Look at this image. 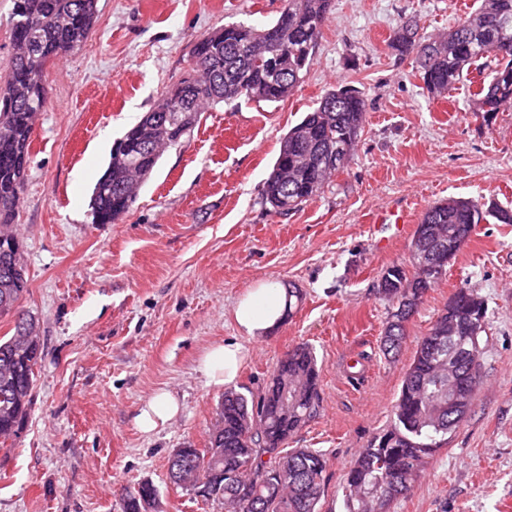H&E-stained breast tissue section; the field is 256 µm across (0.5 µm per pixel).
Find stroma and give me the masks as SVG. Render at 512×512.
<instances>
[{
	"mask_svg": "<svg viewBox=\"0 0 512 512\" xmlns=\"http://www.w3.org/2000/svg\"><path fill=\"white\" fill-rule=\"evenodd\" d=\"M285 0H99L86 44L49 63L15 218L28 291L20 301L44 348L29 416L0 445V512H120L122 488L158 491L157 512H220L170 483L174 448L207 442L223 388L205 350L248 351L234 388L259 394L277 362L311 345L319 414L289 438L328 458L321 512H343L359 450L386 429L418 341L461 288L488 307L483 379L472 405L392 512H512V224L477 225L425 294L399 352L380 340L389 266H409L424 212L449 197L512 205V110L487 118L470 87L431 98L390 35L415 19L431 35L473 0H334L310 69L281 103L245 99L205 112L166 150L130 212L92 221L89 200L113 145L189 68L203 34L274 21ZM367 104L355 157L319 197L286 215L262 198L281 137L332 88ZM405 215L404 226L391 215ZM273 282L302 300L260 340L237 327L248 289ZM162 390L177 417L152 435L135 417Z\"/></svg>",
	"mask_w": 512,
	"mask_h": 512,
	"instance_id": "obj_1",
	"label": "stroma"
}]
</instances>
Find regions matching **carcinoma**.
<instances>
[{
    "label": "carcinoma",
    "instance_id": "1",
    "mask_svg": "<svg viewBox=\"0 0 512 512\" xmlns=\"http://www.w3.org/2000/svg\"><path fill=\"white\" fill-rule=\"evenodd\" d=\"M332 2L286 0L279 17L266 26L228 23L197 39L185 75L113 148L93 189V223L114 224L128 214L165 150L182 144L208 108L242 97L278 103L293 95L311 66ZM476 2L474 11L434 36L421 35L417 24L404 22L394 31L391 46L414 57L415 76L433 97L476 72L480 80L472 110L491 115L512 108V0ZM97 13L98 0H13L9 16L15 53L0 78V316H14V332L0 339L1 440L15 436L26 418L43 358L33 320L19 310L28 281L13 221L29 169L35 120L48 102L47 66L86 42ZM365 113L360 91L332 88L289 129L263 187L270 211L286 215L323 192L341 168L328 170L317 159L338 151L353 157ZM489 217L512 224V209L450 197L426 210L412 240V270L392 265L381 276L380 294L390 305L380 341L383 355L398 351L405 323L415 312L405 300L423 297L446 274L442 260L456 255L452 242L470 237ZM436 263L441 270L422 280V265ZM480 317H487L485 301L460 288L421 338L392 422L350 467L344 512H390L427 460L448 445L460 423L448 409V332ZM320 403L315 351L298 345L279 361L260 395L224 390L207 446L173 449L170 482L224 512H321L325 454L283 448L317 414ZM156 500L155 486L143 481L133 490L123 489L121 512H150Z\"/></svg>",
    "mask_w": 512,
    "mask_h": 512
}]
</instances>
